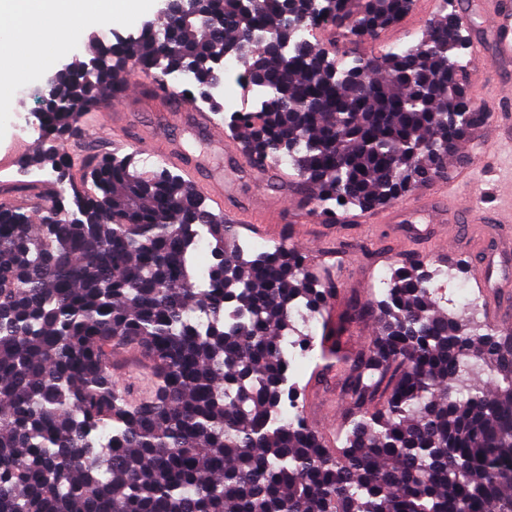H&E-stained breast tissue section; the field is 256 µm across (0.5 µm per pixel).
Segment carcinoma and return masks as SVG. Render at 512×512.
I'll use <instances>...</instances> for the list:
<instances>
[{"label": "carcinoma", "instance_id": "1", "mask_svg": "<svg viewBox=\"0 0 512 512\" xmlns=\"http://www.w3.org/2000/svg\"><path fill=\"white\" fill-rule=\"evenodd\" d=\"M327 4L304 24L367 41L414 0ZM286 6L204 0L205 18L166 14L161 42L150 27L98 42L95 66L75 61L42 93L45 137L72 135L104 92L122 93L129 59L190 72L185 94L221 111L212 85L258 30L262 50L237 58L267 97L227 127L261 164L292 158L328 220L431 182L484 123L453 14L417 45L349 62L282 27ZM46 160L57 176L39 223L0 202V512H512L511 328L481 331L440 309L420 261L390 268L331 448L304 417L277 416L291 397L281 338L293 305L321 310L332 282L294 249L242 257L239 225L164 168L144 177L128 156L54 149ZM203 229L213 262L196 269ZM320 345L321 359L346 360L328 323ZM109 347L149 363V397L128 399ZM483 375L492 387L475 383Z\"/></svg>", "mask_w": 512, "mask_h": 512}]
</instances>
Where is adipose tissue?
<instances>
[{"mask_svg": "<svg viewBox=\"0 0 512 512\" xmlns=\"http://www.w3.org/2000/svg\"><path fill=\"white\" fill-rule=\"evenodd\" d=\"M150 6V0H0V41L16 48L0 58V100L67 52L85 24L127 19Z\"/></svg>", "mask_w": 512, "mask_h": 512, "instance_id": "ef3b65f1", "label": "adipose tissue"}]
</instances>
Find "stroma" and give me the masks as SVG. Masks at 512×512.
Instances as JSON below:
<instances>
[{
	"mask_svg": "<svg viewBox=\"0 0 512 512\" xmlns=\"http://www.w3.org/2000/svg\"><path fill=\"white\" fill-rule=\"evenodd\" d=\"M457 0H431L425 9L411 12L401 25L392 27L376 38L359 42L346 34L336 32L332 38L336 50L347 53L348 57L364 54L383 55L387 43L398 39L407 31L425 30L427 23L441 10L443 5H456ZM490 20L475 13L473 24L462 28V35L468 39L467 49L461 50L459 61L461 75L469 95H480V105L488 114V120L462 142L459 150L448 159L444 172L434 178V185L450 187L451 206H465L475 210H494L503 206L506 194L505 183L512 176V151L497 140L498 126L512 121V104L503 102L502 97L512 89V63L504 64L495 60L488 51L490 45ZM100 28L87 29L76 42L70 54L59 59L52 67L32 82L20 85L11 105L0 110V150L14 143L13 130L8 120L16 112H36L37 99L47 84L59 72L67 69L75 60H89L94 51V38L100 35ZM167 108L156 95L130 97L119 102L104 101L80 122L77 136L60 141L59 148L73 157H101L109 154L126 155V148H112V139L129 135H166L169 141L182 142L184 148L198 165L210 176L225 177L232 168L229 153L211 152L206 141L190 136L180 124L168 121ZM24 164L0 171V199L10 198L16 206L32 214H40L49 206V194L37 198L6 196L5 184L25 182L28 176L37 174L42 166L38 158L48 148L46 139H28L24 142ZM467 166L472 170L467 182L454 180L456 167ZM281 175L280 185L270 186L273 195L291 196L308 208L309 219L302 224L284 222L277 234L265 232L259 225L244 224L239 228L241 238H250L276 246L302 242V250L308 256L312 272L328 273L336 286L335 307L337 312L346 311L351 300L365 301L374 290L373 278L378 271L389 270L397 262L421 259L426 263L454 260L464 263L465 268L456 272L447 290L455 299H462L470 293H481L482 288L474 277L470 264L475 246V237L460 232L453 247L441 246L444 225L433 227L431 237L417 242L404 240L393 224L382 223L381 217L388 213V206L382 205L370 211H338L335 223L324 222L317 201L304 180L297 178L291 167L278 164ZM314 363L299 367L294 385L293 397L301 414L315 428L332 427L348 400L342 388V369L316 375Z\"/></svg>",
	"mask_w": 512,
	"mask_h": 512,
	"instance_id": "1",
	"label": "stroma"
}]
</instances>
